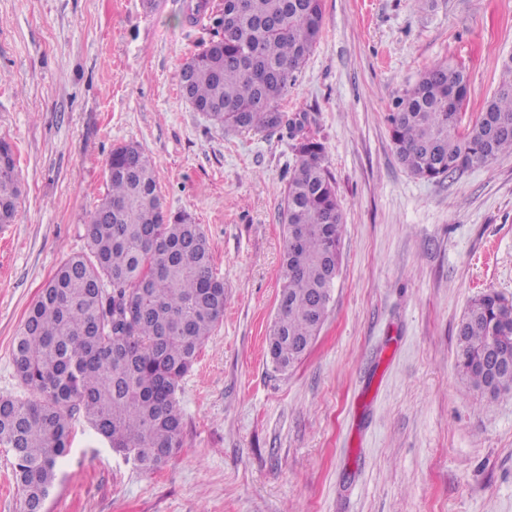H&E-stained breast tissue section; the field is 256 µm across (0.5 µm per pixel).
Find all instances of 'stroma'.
<instances>
[{
  "label": "stroma",
  "instance_id": "obj_1",
  "mask_svg": "<svg viewBox=\"0 0 512 512\" xmlns=\"http://www.w3.org/2000/svg\"><path fill=\"white\" fill-rule=\"evenodd\" d=\"M184 4L0 0V138L21 186L0 229V396H30L13 338L87 252L120 144L152 156L166 212L203 226L226 294L181 383L182 447L146 473L75 416L45 512H512V393L485 404L456 340L474 297L512 300V152L428 181L400 164L387 120L438 62L465 70L474 120L512 56V0H324L280 109L325 147L341 266L313 347L285 373L265 338L294 142L224 130L183 97L178 70L213 37Z\"/></svg>",
  "mask_w": 512,
  "mask_h": 512
}]
</instances>
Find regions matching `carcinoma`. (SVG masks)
<instances>
[{
  "instance_id": "carcinoma-1",
  "label": "carcinoma",
  "mask_w": 512,
  "mask_h": 512,
  "mask_svg": "<svg viewBox=\"0 0 512 512\" xmlns=\"http://www.w3.org/2000/svg\"><path fill=\"white\" fill-rule=\"evenodd\" d=\"M324 0H224L211 45L179 77L191 104L240 132L287 128L298 162L283 195L285 239L277 314L266 338L274 368L312 348L339 272L342 209L323 144L302 118L285 119L288 93L323 27ZM464 70L429 67L398 99L391 142L413 175L440 181L512 151V57L477 119L462 125ZM106 195L90 214L89 251L65 260L29 309L12 346L33 397L0 396V446L12 450L22 512H41L69 452L80 414L114 450L145 471L181 448L177 393L224 316V280L201 225L170 215L154 164L136 142L112 150ZM13 147L0 139V224L20 196ZM458 367L491 404L512 393V301L496 291L469 304L457 326Z\"/></svg>"
}]
</instances>
